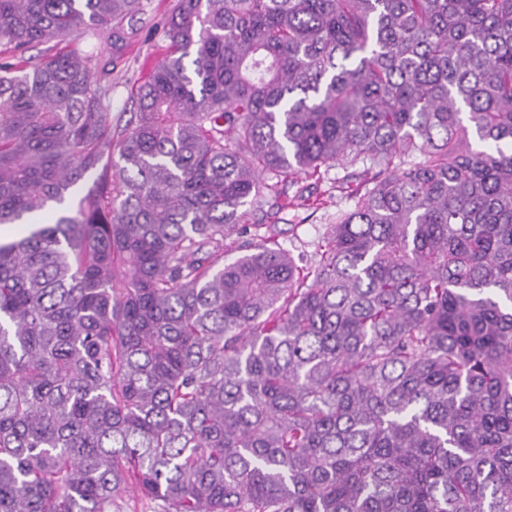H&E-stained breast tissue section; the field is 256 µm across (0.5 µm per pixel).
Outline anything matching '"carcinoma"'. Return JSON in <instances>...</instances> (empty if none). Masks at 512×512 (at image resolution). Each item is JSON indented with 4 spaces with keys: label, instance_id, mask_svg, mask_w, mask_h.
<instances>
[{
    "label": "carcinoma",
    "instance_id": "1",
    "mask_svg": "<svg viewBox=\"0 0 512 512\" xmlns=\"http://www.w3.org/2000/svg\"><path fill=\"white\" fill-rule=\"evenodd\" d=\"M139 7L0 0V512H512V0H176L119 129ZM58 49L75 51L77 53L93 51L97 58L106 59L112 56V42L106 34L100 35L98 38L72 34L59 43ZM325 170L326 168H321L319 180L318 176L311 177L303 171H293L279 177V181L282 180L280 188H283L288 196L303 190L304 197L311 196L310 202L316 200L313 208L290 207L288 211H283L272 219L267 217L265 212H254L249 224H279V228L282 229L279 238L282 245L295 256L304 255L310 258L325 225L335 222L336 216L350 209L353 203V199L348 196L350 189L342 192L336 188V178H341L344 171L336 166ZM307 216L309 217L304 220ZM288 228H291L289 233Z\"/></svg>",
    "mask_w": 512,
    "mask_h": 512
}]
</instances>
